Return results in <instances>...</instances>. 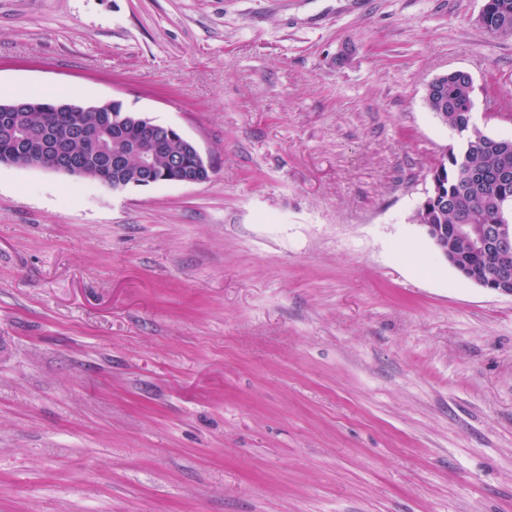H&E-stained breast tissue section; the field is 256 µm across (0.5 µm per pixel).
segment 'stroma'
I'll list each match as a JSON object with an SVG mask.
<instances>
[{"label":"stroma","instance_id":"35a3bbf8","mask_svg":"<svg viewBox=\"0 0 512 512\" xmlns=\"http://www.w3.org/2000/svg\"><path fill=\"white\" fill-rule=\"evenodd\" d=\"M484 0H0V101L118 100L197 184L0 164V512H512V297L412 217ZM145 118V120L151 124L146 126V136L148 140L140 142L132 152L140 158L141 168L144 171L151 170L153 151L158 148L164 140H170L172 138L179 139L184 142L185 147L191 156H186L184 158L185 162L192 163L194 159V165L191 167H184L183 158L175 156L171 160L170 165L171 170L175 171L177 175L174 177V180H172L173 176L171 175L170 169L167 168L165 159L166 154L174 148L175 144L173 142H169L163 147L161 155L156 161L153 178L158 182H165L168 180H171L168 182L188 184L204 182L205 180L203 181L202 179L204 177V172L206 171L209 174L210 169L196 143L185 137L183 133L175 127L158 123L154 125L151 123V121H153L152 119L146 116Z\"/></svg>","mask_w":512,"mask_h":512}]
</instances>
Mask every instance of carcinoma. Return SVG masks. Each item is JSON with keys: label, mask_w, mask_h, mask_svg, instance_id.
<instances>
[{"label": "carcinoma", "mask_w": 512, "mask_h": 512, "mask_svg": "<svg viewBox=\"0 0 512 512\" xmlns=\"http://www.w3.org/2000/svg\"><path fill=\"white\" fill-rule=\"evenodd\" d=\"M485 31L491 35H512V0H486L484 11ZM473 87L460 75H450L427 97L429 108L448 115V123L458 128L471 122ZM29 105L30 121L43 125L55 134L37 149H28L32 164L41 168L50 164L54 157L68 158L84 167L100 164L93 147L108 141V129L104 126L103 111L57 112V101L43 98H25ZM475 138L487 144L475 145L459 158L454 150L442 154L431 169L436 178L437 191L448 199L442 207L430 205L418 208L414 215L417 224H497L502 208L512 209V180L500 179L503 168L512 171V150L501 151L494 139L474 130ZM174 148L167 143L158 157L153 178L158 182L172 179L166 165V154ZM25 145L19 133L0 125V163L9 164L23 154ZM112 182L131 183L140 178L136 164L109 166L103 171Z\"/></svg>", "instance_id": "cac0c4a2"}]
</instances>
